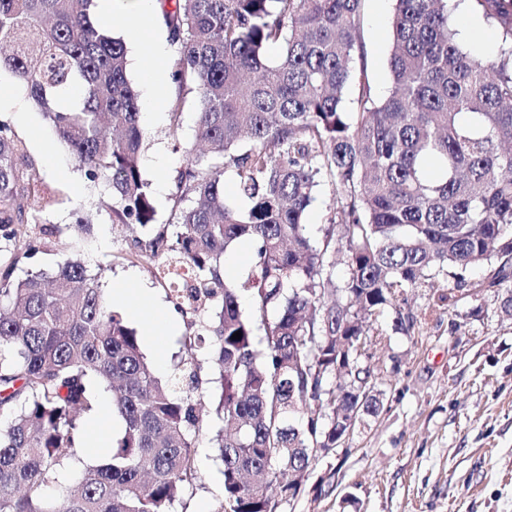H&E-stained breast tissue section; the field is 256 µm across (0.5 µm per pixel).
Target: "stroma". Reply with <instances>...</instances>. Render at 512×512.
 Returning <instances> with one entry per match:
<instances>
[{
  "mask_svg": "<svg viewBox=\"0 0 512 512\" xmlns=\"http://www.w3.org/2000/svg\"><path fill=\"white\" fill-rule=\"evenodd\" d=\"M393 9V0L364 3L368 75L381 97L391 86ZM195 120L190 104L175 135L167 113L141 118L148 136L141 167L158 223L175 222L174 176L183 163L181 145L195 135ZM14 130L42 177L60 191L39 224L20 225L21 237L36 235L43 223L66 227L78 208L93 222L91 234H74L72 251L44 252L19 263V271L49 272L73 254L101 272L104 291L125 284L149 289L175 330L163 350L146 357L159 377L170 378L188 356L187 326L154 272L122 258L141 228H113L107 188L90 183L67 150L57 149L54 161H47L39 145L52 142L54 134L36 106ZM502 297V290L476 288L441 305L435 285L409 289L406 308L418 318L412 334L396 331L387 315L366 348L380 392L378 413L362 416L339 448L313 464L299 493L279 512H512V318L501 310ZM217 427L212 420L201 425L197 479L173 512H218L223 465L210 442Z\"/></svg>",
  "mask_w": 512,
  "mask_h": 512,
  "instance_id": "35a3bbf8",
  "label": "stroma"
}]
</instances>
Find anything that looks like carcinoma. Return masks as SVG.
I'll return each mask as SVG.
<instances>
[{"label": "carcinoma", "instance_id": "1", "mask_svg": "<svg viewBox=\"0 0 512 512\" xmlns=\"http://www.w3.org/2000/svg\"><path fill=\"white\" fill-rule=\"evenodd\" d=\"M464 1L498 32L495 58L460 47ZM159 2L177 45L172 130L187 101L197 109L175 176L174 237L155 223L140 166L146 132L126 45L99 23L96 0H0V67L85 178L108 186L112 222L148 230L130 241L131 261L186 268L173 296L184 345L210 341L204 359L164 382L81 259L15 274L65 243L49 225L18 235L56 191L0 118V245L10 252L0 264V512H172L196 480V426L209 415L222 422L211 438L221 512H276L297 490L288 469L309 470L314 448L333 452L349 413L378 412L358 344L386 311L396 330H413L409 289H504L512 316V0H394L382 99L367 73L364 0ZM228 170L243 207L224 196ZM323 182L334 218L317 241L305 215ZM242 240L253 270L231 284L224 254ZM479 265L490 271L473 283L467 272ZM100 387L112 392L122 435L54 495L59 474L80 461Z\"/></svg>", "mask_w": 512, "mask_h": 512}]
</instances>
